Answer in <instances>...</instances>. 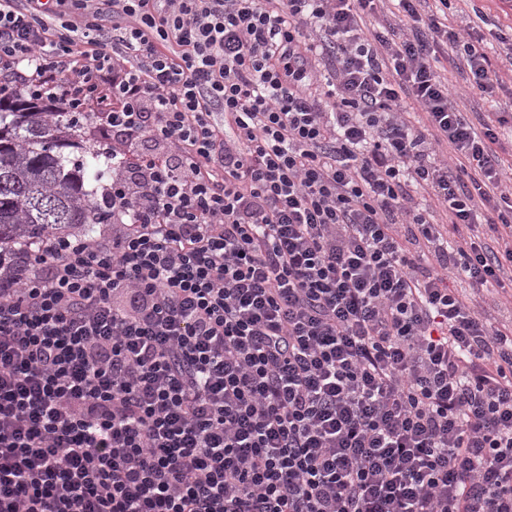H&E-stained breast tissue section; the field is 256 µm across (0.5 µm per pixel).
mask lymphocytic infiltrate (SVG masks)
<instances>
[{"label": "lymphocytic infiltrate", "instance_id": "lymphocytic-infiltrate-1", "mask_svg": "<svg viewBox=\"0 0 512 512\" xmlns=\"http://www.w3.org/2000/svg\"><path fill=\"white\" fill-rule=\"evenodd\" d=\"M427 2L0 0V78L114 139L111 239L0 265V512H512L507 119Z\"/></svg>", "mask_w": 512, "mask_h": 512}]
</instances>
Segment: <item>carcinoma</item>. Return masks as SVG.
<instances>
[{
	"label": "carcinoma",
	"instance_id": "1",
	"mask_svg": "<svg viewBox=\"0 0 512 512\" xmlns=\"http://www.w3.org/2000/svg\"><path fill=\"white\" fill-rule=\"evenodd\" d=\"M53 112L35 99L0 97V260L47 232L77 228L91 238L96 225L112 221L108 201L96 199L109 159L89 146L84 161L69 165L62 148L79 147L77 122Z\"/></svg>",
	"mask_w": 512,
	"mask_h": 512
}]
</instances>
